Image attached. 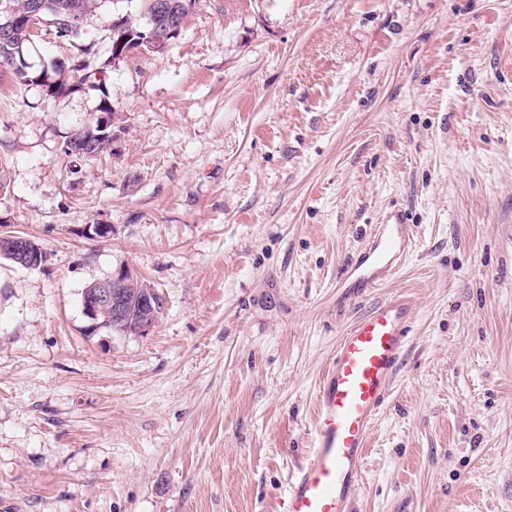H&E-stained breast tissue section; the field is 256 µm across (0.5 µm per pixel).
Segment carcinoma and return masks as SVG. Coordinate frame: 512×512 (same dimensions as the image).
<instances>
[{
  "mask_svg": "<svg viewBox=\"0 0 512 512\" xmlns=\"http://www.w3.org/2000/svg\"><path fill=\"white\" fill-rule=\"evenodd\" d=\"M108 0H0V24L8 16L24 17L34 7H41V15L45 19L63 20L71 15H79L86 19L93 12L104 6ZM156 0H142L138 12L114 10L110 16V29L112 31V58H120L132 50H149L141 33L149 22L157 23L158 27H166L176 22V19L186 18L195 0H165L166 9L159 13L154 12ZM32 35L24 26H17L12 31V37L7 41L0 40V67L10 66L9 57L12 55L13 44L30 42ZM62 41H67L78 51L76 63L71 66V79L54 80L47 89L50 96L74 92L88 85L105 93L103 83L105 79L96 78V73H106V65L97 63L95 44L85 41V37H69L66 35H53Z\"/></svg>",
  "mask_w": 512,
  "mask_h": 512,
  "instance_id": "obj_1",
  "label": "carcinoma"
}]
</instances>
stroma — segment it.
<instances>
[{
	"label": "stroma",
	"instance_id": "35a3bbf8",
	"mask_svg": "<svg viewBox=\"0 0 512 512\" xmlns=\"http://www.w3.org/2000/svg\"><path fill=\"white\" fill-rule=\"evenodd\" d=\"M105 94L0 68V512H274L319 376L353 319L411 331L353 512H512V0H196ZM97 159L64 151L100 98ZM412 245L351 300L392 211ZM88 224L112 235L92 240ZM126 265L166 299L145 335L89 333ZM102 104L100 109L98 110L100 113H97L94 119V124L91 126H88L85 130V132H88L86 140H92L97 139L100 141H103L110 135L111 138V131L107 133L110 125L113 124L114 121V114H107L104 112H112V107L109 104V101L107 98L103 97L101 98ZM101 132V133H97ZM0 246L23 268H37L48 260V253L33 239L17 235H0Z\"/></svg>",
	"mask_w": 512,
	"mask_h": 512
}]
</instances>
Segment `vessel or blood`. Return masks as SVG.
Listing matches in <instances>:
<instances>
[{
    "label": "vessel or blood",
    "mask_w": 512,
    "mask_h": 512,
    "mask_svg": "<svg viewBox=\"0 0 512 512\" xmlns=\"http://www.w3.org/2000/svg\"><path fill=\"white\" fill-rule=\"evenodd\" d=\"M410 242V224L403 213H394L341 273V285L363 292L385 284ZM409 321V301L394 296L354 319L341 336L317 388L310 448L277 512H349L371 427L406 348Z\"/></svg>",
    "instance_id": "b4317fda"
}]
</instances>
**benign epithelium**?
Wrapping results in <instances>:
<instances>
[{"mask_svg": "<svg viewBox=\"0 0 512 512\" xmlns=\"http://www.w3.org/2000/svg\"><path fill=\"white\" fill-rule=\"evenodd\" d=\"M181 33L178 26L169 29L152 28L149 31L148 46L155 53L164 52L170 45L172 36ZM114 116L104 112L96 114L94 124L86 128L87 139L105 140L108 129L113 124ZM0 247L7 250L18 266L37 268L48 260V253L36 241L17 235H0ZM143 289L141 305L149 308L144 316L136 322L130 321L128 302L130 294ZM164 305L162 294L154 287L142 282L128 266L116 268L107 279L96 282L82 292V312L89 321L88 330L97 332L107 327L120 334L144 335L157 322L156 308Z\"/></svg>", "mask_w": 512, "mask_h": 512, "instance_id": "1", "label": "benign epithelium"}]
</instances>
